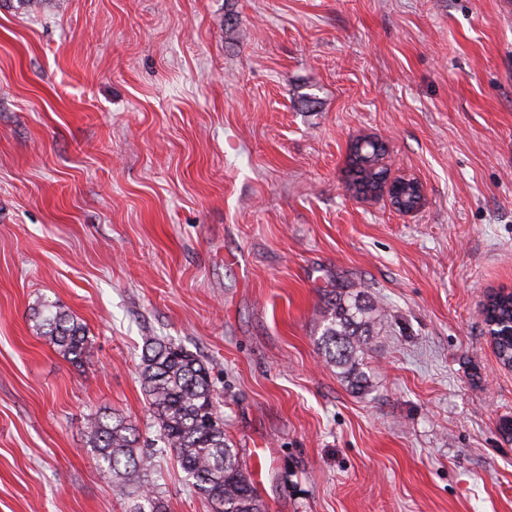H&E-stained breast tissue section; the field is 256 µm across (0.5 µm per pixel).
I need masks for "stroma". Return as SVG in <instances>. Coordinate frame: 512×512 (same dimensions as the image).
Masks as SVG:
<instances>
[{"mask_svg":"<svg viewBox=\"0 0 512 512\" xmlns=\"http://www.w3.org/2000/svg\"><path fill=\"white\" fill-rule=\"evenodd\" d=\"M360 136L420 180L348 190ZM382 322L351 388L328 302ZM512 289V0H0V512H128L90 412L156 425L162 337L208 368L266 512H512V369L480 307ZM54 303L76 366L33 330ZM169 512H211L173 454ZM35 314L41 336H47L63 358L82 362L87 357L91 341L77 318L56 305L46 303Z\"/></svg>","mask_w":512,"mask_h":512,"instance_id":"stroma-1","label":"stroma"}]
</instances>
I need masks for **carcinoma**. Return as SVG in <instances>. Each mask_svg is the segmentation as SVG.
<instances>
[{
    "instance_id": "carcinoma-1",
    "label": "carcinoma",
    "mask_w": 512,
    "mask_h": 512,
    "mask_svg": "<svg viewBox=\"0 0 512 512\" xmlns=\"http://www.w3.org/2000/svg\"><path fill=\"white\" fill-rule=\"evenodd\" d=\"M359 145L364 157L354 152L349 156L351 183L367 188L387 169L382 164L384 154L376 153L374 138L359 137L354 146ZM36 315L40 334L63 358L81 362L87 357L91 341L77 318L46 303ZM483 322L485 332L494 336L499 361L512 365V298H491ZM374 326V304L361 290L336 294L325 316L321 349L355 389L363 387L360 355ZM141 375L164 447L213 512H264L256 485L242 466L239 449L226 438L223 423L205 424V417L216 413L205 365L186 349L154 338L146 344ZM85 430L98 467L112 476L114 490L130 500L129 512H169L152 479L154 454L139 447V431L132 421L96 411L88 415Z\"/></svg>"
}]
</instances>
